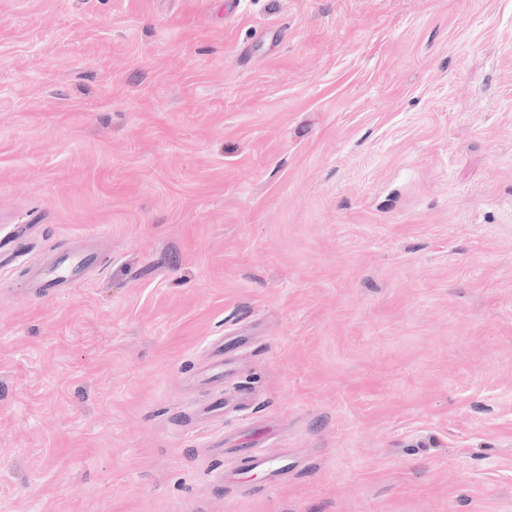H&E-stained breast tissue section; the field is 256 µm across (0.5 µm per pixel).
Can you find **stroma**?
Listing matches in <instances>:
<instances>
[{
    "mask_svg": "<svg viewBox=\"0 0 512 512\" xmlns=\"http://www.w3.org/2000/svg\"><path fill=\"white\" fill-rule=\"evenodd\" d=\"M3 224L0 512H512V0H0ZM99 259L95 254L75 255L68 251L59 253L55 265L38 273L33 288L41 295H51L58 288H72L84 280L86 270ZM231 365L224 361V340H219L213 350L209 366L203 373L204 380L214 383L216 397L207 402L203 409H194V415L199 419H211L215 412L224 414V405H230L232 400H224V375H231ZM216 452L224 455V458L232 461L237 460L242 454H247V463L250 470L257 471V474H263L266 482L276 483L288 473V467L292 464L288 462V455L272 456L263 450V448H216Z\"/></svg>",
    "mask_w": 512,
    "mask_h": 512,
    "instance_id": "stroma-1",
    "label": "stroma"
}]
</instances>
